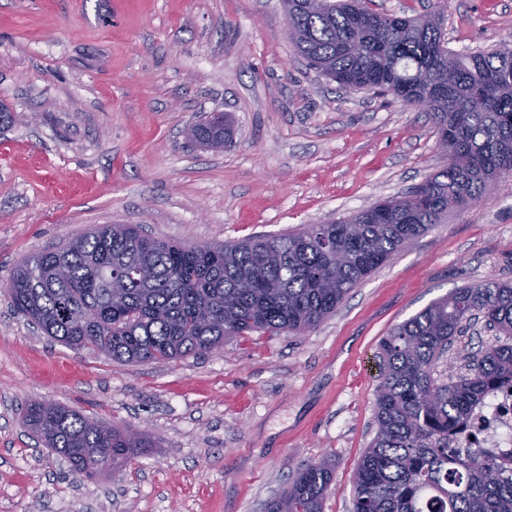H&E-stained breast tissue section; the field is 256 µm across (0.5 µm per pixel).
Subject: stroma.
Here are the masks:
<instances>
[{
    "label": "stroma",
    "instance_id": "1",
    "mask_svg": "<svg viewBox=\"0 0 512 512\" xmlns=\"http://www.w3.org/2000/svg\"><path fill=\"white\" fill-rule=\"evenodd\" d=\"M443 10L448 47L512 42V0H371ZM282 0H0V512H263L302 465L351 512L375 432L379 344L455 288L512 281V176L363 279L308 332L127 364L37 331L3 289L15 266L99 224L216 244L356 214L446 166L425 112L349 92L288 42ZM213 112L224 151L184 131ZM48 400L148 434L122 469L71 470L27 431Z\"/></svg>",
    "mask_w": 512,
    "mask_h": 512
}]
</instances>
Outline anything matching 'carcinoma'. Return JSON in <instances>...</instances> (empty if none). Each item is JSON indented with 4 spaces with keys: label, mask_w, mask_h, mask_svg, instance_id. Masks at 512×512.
I'll return each mask as SVG.
<instances>
[{
    "label": "carcinoma",
    "mask_w": 512,
    "mask_h": 512,
    "mask_svg": "<svg viewBox=\"0 0 512 512\" xmlns=\"http://www.w3.org/2000/svg\"><path fill=\"white\" fill-rule=\"evenodd\" d=\"M296 54L349 91L380 90L428 112L448 166L412 193L327 224L244 242L190 244L103 224L21 262L3 285L12 305L70 348L128 363L206 355L263 331L301 335L404 245L465 210L489 182L512 173V44L448 49L441 12L395 18L366 0H283ZM223 114L197 143L224 147ZM483 320L495 333L466 374L435 377L438 363ZM376 431L353 473V512H512V467L462 454L453 435L493 387L512 385V281L456 288L396 325L380 345ZM27 428L73 471L125 466L147 434L47 401L25 409ZM334 473L301 467L265 512H322Z\"/></svg>",
    "instance_id": "obj_1"
}]
</instances>
